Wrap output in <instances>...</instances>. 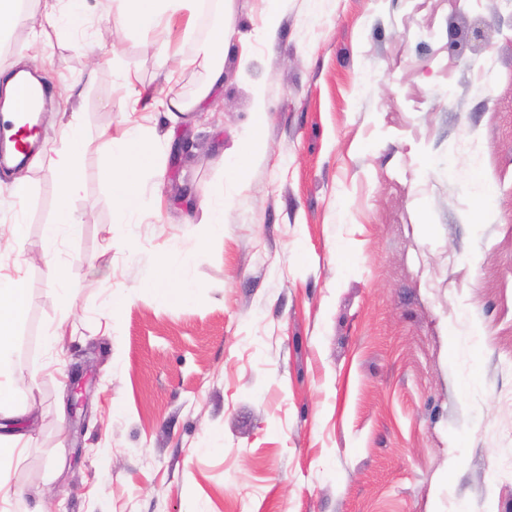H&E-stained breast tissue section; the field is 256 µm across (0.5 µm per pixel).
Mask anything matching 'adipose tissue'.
<instances>
[{"label":"adipose tissue","instance_id":"ef3b65f1","mask_svg":"<svg viewBox=\"0 0 512 512\" xmlns=\"http://www.w3.org/2000/svg\"><path fill=\"white\" fill-rule=\"evenodd\" d=\"M117 16L120 28L150 37L171 25L175 17L186 20L184 34L192 36L194 20L200 9V0H119ZM236 0H219L220 22L212 29L202 49V62L207 78L193 99L170 98L163 106L169 112L206 110L213 90L224 82V53L230 43ZM64 142L53 162L54 174L63 187L55 218L45 225L42 233L45 274L54 282H62L64 269L57 258L62 238L73 232L77 224L68 199L80 190V146L82 130L70 123L63 130ZM108 161L107 181L112 194V207L119 223L127 224L142 215L145 203L141 189L143 174L161 171L164 145L161 139L146 132L139 124H130L120 135L107 136L102 143ZM154 289L163 297L184 302L193 299L198 287L188 280L181 268L171 261L162 262L153 282ZM29 305L28 288L24 276H0V418L29 421L30 407H18L12 389V344L17 327L26 319Z\"/></svg>","mask_w":512,"mask_h":512}]
</instances>
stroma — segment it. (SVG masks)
<instances>
[{"mask_svg": "<svg viewBox=\"0 0 512 512\" xmlns=\"http://www.w3.org/2000/svg\"><path fill=\"white\" fill-rule=\"evenodd\" d=\"M82 7L78 35L41 28L32 0L0 44L2 65L43 60V137L84 132L64 284L39 261L62 195L49 162L24 171L20 239L0 171V274L30 293L12 386L34 418L0 424L26 435L8 472L23 512H512V35L493 22L512 0H284L271 33L268 0H236L209 110L139 115L168 143L130 247L101 134L136 94L188 100L207 72L168 76L115 7ZM217 20L200 10L188 39L175 22L171 51L196 55ZM258 97L267 152L239 188ZM219 183L224 236L205 243ZM171 252L193 300L149 288Z\"/></svg>", "mask_w": 512, "mask_h": 512, "instance_id": "stroma-1", "label": "stroma"}]
</instances>
